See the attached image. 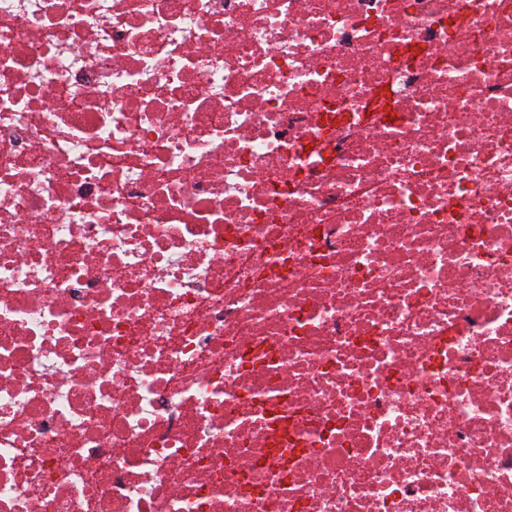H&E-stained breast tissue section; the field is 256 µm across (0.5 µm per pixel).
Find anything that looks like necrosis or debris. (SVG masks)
Returning <instances> with one entry per match:
<instances>
[{
  "label": "necrosis or debris",
  "mask_w": 512,
  "mask_h": 512,
  "mask_svg": "<svg viewBox=\"0 0 512 512\" xmlns=\"http://www.w3.org/2000/svg\"><path fill=\"white\" fill-rule=\"evenodd\" d=\"M0 512H512V0H0Z\"/></svg>",
  "instance_id": "necrosis-or-debris-1"
}]
</instances>
